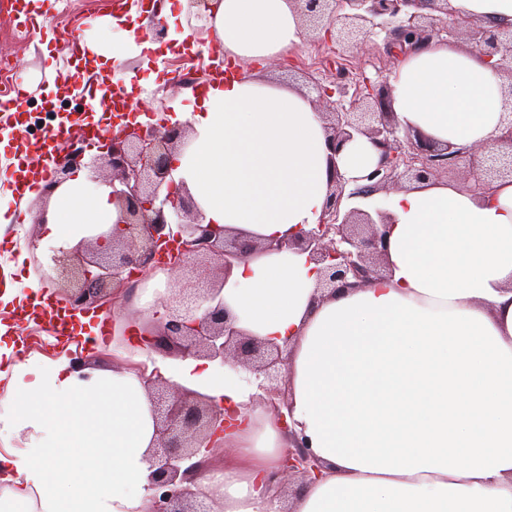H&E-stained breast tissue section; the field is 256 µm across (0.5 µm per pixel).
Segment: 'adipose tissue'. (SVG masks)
Here are the masks:
<instances>
[{
    "label": "adipose tissue",
    "instance_id": "obj_1",
    "mask_svg": "<svg viewBox=\"0 0 512 512\" xmlns=\"http://www.w3.org/2000/svg\"><path fill=\"white\" fill-rule=\"evenodd\" d=\"M208 23L229 69L199 111L191 152L177 157L205 223L254 241L314 227L330 171L352 180L379 151L355 136L330 157L308 96L237 74L302 42L293 0H212ZM449 11L512 23V0H448ZM401 129L472 147L499 133L504 81L477 51L433 40L402 54L390 78ZM389 275L321 298L304 253L235 263L224 304L236 328L289 343L282 412L318 458L295 512H512V183L475 194L437 183L388 196ZM117 213L108 190L88 199L76 172L50 199L44 239L77 245ZM0 324V512H147L149 457L158 432L136 370H73L68 350L47 356L4 345ZM177 384L234 416V455L217 480L192 485L221 512H276L263 480L288 440L259 411L255 374L205 361L173 367Z\"/></svg>",
    "mask_w": 512,
    "mask_h": 512
}]
</instances>
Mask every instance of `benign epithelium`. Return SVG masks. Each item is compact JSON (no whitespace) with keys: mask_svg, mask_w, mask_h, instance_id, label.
<instances>
[{"mask_svg":"<svg viewBox=\"0 0 512 512\" xmlns=\"http://www.w3.org/2000/svg\"><path fill=\"white\" fill-rule=\"evenodd\" d=\"M314 41L341 48H354L378 32L386 33L388 54L428 42L443 34L464 33L471 48L479 51L492 67L509 79L505 105L512 106V24L486 25L475 20L434 19L421 13L430 9L448 13L447 0H294ZM334 87L308 76L318 93L317 112L327 131L331 154L339 152L359 134L380 150V160L365 180L351 191L337 169L330 174L331 189L316 227L296 239L269 240L256 244L242 236H227L210 225L190 198L187 188L171 178L175 156L190 147V127L167 119L118 124L105 139L101 168L112 173V205L117 219L108 231L77 246L59 247L52 256L56 278L66 283L60 301L68 310L88 311L107 302L117 304L159 265L170 272L183 270L191 258L209 262L206 275L185 274L164 304L165 313L142 342L167 357L205 358L240 366L264 376L265 402L288 430V449L282 467L265 480V489L286 494L285 481L303 484L319 475V461L305 438L288 429L280 412L281 386L288 381V345L248 336L234 326L224 306L222 292L234 261L253 253L297 249L318 266V289L335 293L361 288L385 278L384 262L390 212L382 207L366 211L341 208L343 200L368 198L405 179L430 181L453 169L459 159H472L463 187L485 193L498 182L512 181V120L503 125L491 142L472 148L439 147L423 137L407 144L410 132L402 131L391 111L389 87L368 78L349 93L345 68ZM352 95L349 106L340 99ZM339 100H333V97ZM91 163L78 142L58 160L57 175L46 179L44 200L66 182V176ZM158 431L150 456L148 489L150 512H216L213 502L196 498L190 486L212 472L210 455L224 443L227 425L224 410L206 397L181 390L166 393L165 382L146 378Z\"/></svg>","mask_w":512,"mask_h":512,"instance_id":"7a95c632","label":"benign epithelium"}]
</instances>
